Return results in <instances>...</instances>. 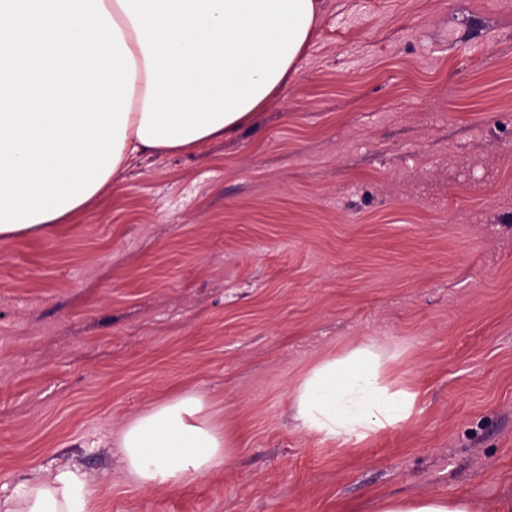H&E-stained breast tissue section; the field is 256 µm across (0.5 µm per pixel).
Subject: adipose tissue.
<instances>
[{
	"label": "adipose tissue",
	"instance_id": "obj_1",
	"mask_svg": "<svg viewBox=\"0 0 512 512\" xmlns=\"http://www.w3.org/2000/svg\"><path fill=\"white\" fill-rule=\"evenodd\" d=\"M318 0H0V238L34 236L113 176L249 124L296 73ZM367 340L322 358L292 394L300 431L364 443L405 427L418 393ZM202 397L162 401L119 433L141 488L222 471L232 458ZM374 512H482L468 497L382 498ZM0 512H97L78 467L0 495Z\"/></svg>",
	"mask_w": 512,
	"mask_h": 512
}]
</instances>
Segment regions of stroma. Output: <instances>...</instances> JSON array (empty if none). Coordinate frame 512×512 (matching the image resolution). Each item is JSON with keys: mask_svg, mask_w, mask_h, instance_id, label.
I'll use <instances>...</instances> for the list:
<instances>
[{"mask_svg": "<svg viewBox=\"0 0 512 512\" xmlns=\"http://www.w3.org/2000/svg\"><path fill=\"white\" fill-rule=\"evenodd\" d=\"M250 126L0 240V487L80 466L99 512H372L512 498V0H320ZM419 393L360 445L290 394L365 339ZM230 465L140 488L113 441L185 392ZM374 512H483L484 505L468 497H428L419 499L382 498L374 502Z\"/></svg>", "mask_w": 512, "mask_h": 512, "instance_id": "35a3bbf8", "label": "stroma"}]
</instances>
